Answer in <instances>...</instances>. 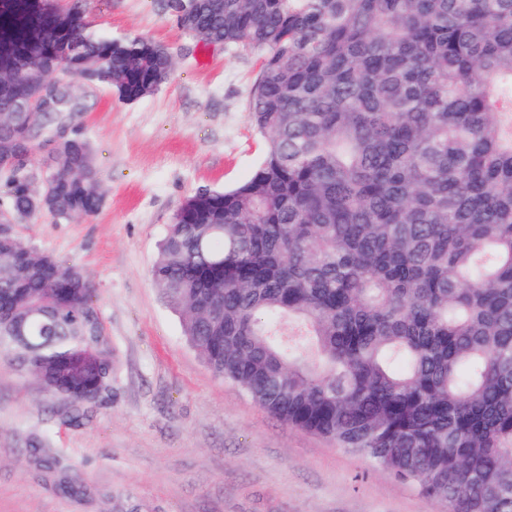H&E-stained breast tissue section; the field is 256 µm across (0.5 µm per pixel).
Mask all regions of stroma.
Listing matches in <instances>:
<instances>
[{"mask_svg":"<svg viewBox=\"0 0 512 512\" xmlns=\"http://www.w3.org/2000/svg\"><path fill=\"white\" fill-rule=\"evenodd\" d=\"M81 6L93 32L150 39L174 65L132 103L106 87L81 92L79 134L101 174L95 215L9 227L92 281L115 363L109 391L74 423L61 397L0 354V512H443L215 377L152 282L186 197L246 180L262 158L265 139L249 115L257 55L185 35L157 0ZM36 435L79 471L88 497H64L45 481L28 452Z\"/></svg>","mask_w":512,"mask_h":512,"instance_id":"1","label":"stroma"}]
</instances>
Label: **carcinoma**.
Returning a JSON list of instances; mask_svg holds the SVG:
<instances>
[{"label":"carcinoma","mask_w":512,"mask_h":512,"mask_svg":"<svg viewBox=\"0 0 512 512\" xmlns=\"http://www.w3.org/2000/svg\"><path fill=\"white\" fill-rule=\"evenodd\" d=\"M184 33L256 52L262 162L188 196L151 268L212 373L279 420L370 459L446 512H512V0H164ZM79 3L0 0V74L37 91L64 41L93 85L157 90L158 43L98 36ZM74 98L41 118L79 124ZM6 215L102 205L86 141ZM34 154L25 119L0 127ZM0 264V351L70 397L112 367L95 293L18 237ZM26 317L24 336L14 333ZM45 473L84 493L73 469Z\"/></svg>","instance_id":"cac0c4a2"}]
</instances>
